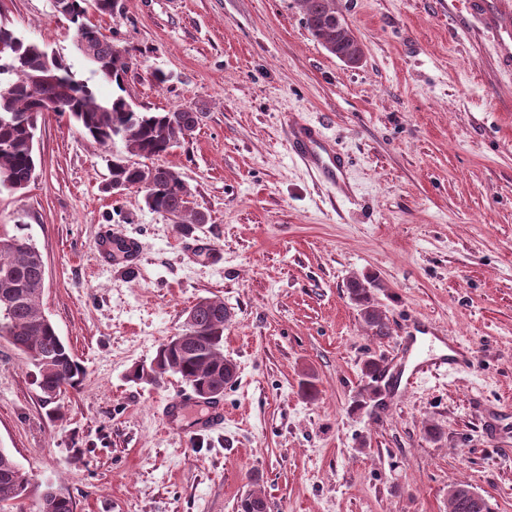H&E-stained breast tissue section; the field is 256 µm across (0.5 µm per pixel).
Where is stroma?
<instances>
[{"label":"stroma","mask_w":512,"mask_h":512,"mask_svg":"<svg viewBox=\"0 0 512 512\" xmlns=\"http://www.w3.org/2000/svg\"><path fill=\"white\" fill-rule=\"evenodd\" d=\"M91 21L137 58L124 81L139 108H198L194 133L161 164L178 170L208 223L177 231L137 189L105 192L112 152L46 115L37 176L0 195V224L29 225L46 265L42 307L83 369L46 404L30 360L0 338V448L76 512H448L467 483L512 512V68L506 34L467 0H336L364 47L329 53L299 0H119ZM0 22L45 41L111 97L51 0H0ZM166 81L156 84L154 72ZM322 124L346 158L350 197L289 148V126ZM136 239L138 267L101 261L102 225ZM221 248L208 265L195 240ZM391 334L379 340L350 299L352 277ZM222 299L224 425L207 406L165 424L190 393L128 378L150 363L200 298ZM426 320L474 352L391 393L368 355L404 363Z\"/></svg>","instance_id":"stroma-1"}]
</instances>
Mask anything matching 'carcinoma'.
Segmentation results:
<instances>
[{
	"instance_id": "carcinoma-1",
	"label": "carcinoma",
	"mask_w": 512,
	"mask_h": 512,
	"mask_svg": "<svg viewBox=\"0 0 512 512\" xmlns=\"http://www.w3.org/2000/svg\"><path fill=\"white\" fill-rule=\"evenodd\" d=\"M111 0H59L61 15L73 24V40L80 43L92 73L116 85L112 98L100 100L71 67L38 40L17 38L0 24V191L23 193L37 166L34 134L40 119L53 112L66 117L79 132L112 150V184L142 190L150 210L176 219L182 230L190 224H206L207 212L193 201L182 175L165 165L134 161L151 160L169 153L189 138L199 124L200 112L175 107L164 112L136 109L124 95V77L134 56L105 38L88 18L89 10L111 14ZM305 23L312 35L330 53H343L352 38L351 30L336 24V0H301ZM25 225L13 229L0 225V337L10 345H21L38 356L37 383L43 402L50 404L61 393L79 384L82 369L74 360L41 305L44 287L42 254L24 233ZM371 277L353 278L348 283L351 299L373 335H390L386 317L371 302ZM192 321H184L179 347L161 345L155 366L139 365L129 372L134 381L159 385L178 375L192 385L224 371V323L229 312L224 301L205 297L191 308ZM459 483L448 490V512H490L486 499H473ZM29 485L13 456L0 448V512L25 497ZM38 512H75V503L61 486L48 485L38 498Z\"/></svg>"
}]
</instances>
